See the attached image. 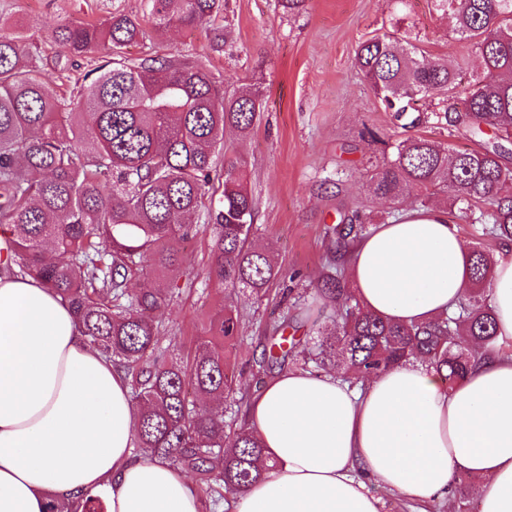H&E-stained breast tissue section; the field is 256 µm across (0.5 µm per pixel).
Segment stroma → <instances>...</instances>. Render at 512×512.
Instances as JSON below:
<instances>
[{
    "label": "stroma",
    "mask_w": 512,
    "mask_h": 512,
    "mask_svg": "<svg viewBox=\"0 0 512 512\" xmlns=\"http://www.w3.org/2000/svg\"><path fill=\"white\" fill-rule=\"evenodd\" d=\"M145 0H0V37L23 24L26 49L45 85L71 95L84 82L96 49L73 56L54 38L58 24L102 23L116 14L142 18ZM226 12L192 27H158L144 21L145 35L123 50L128 64L172 58L202 65L222 88H259L262 114L247 136L229 130L215 152L207 210L223 200L225 163L241 164L256 201L252 238L269 248L279 271L268 295L253 303L225 290L211 273L214 236L204 231L183 245L180 269L166 282L143 271L134 289L166 285L173 295L164 309L158 344L167 358L186 357L197 337L208 335L226 305L238 313L232 352L238 381L254 388L267 327L289 304L288 291L315 287L329 255L325 229L339 212L360 214L367 228L389 224L420 207L423 193L408 188L401 204L379 199L367 172L385 144L415 135L469 150L477 143L449 132L438 115L448 105L438 94L422 105L426 121L406 130L375 97L356 68L360 42L392 34L430 60H468L478 67L472 42L452 34L433 0H305L296 11L279 0H227Z\"/></svg>",
    "instance_id": "stroma-1"
}]
</instances>
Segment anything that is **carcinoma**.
Instances as JSON below:
<instances>
[{"label":"carcinoma","instance_id":"obj_1","mask_svg":"<svg viewBox=\"0 0 512 512\" xmlns=\"http://www.w3.org/2000/svg\"><path fill=\"white\" fill-rule=\"evenodd\" d=\"M450 30L473 41L482 71L459 102L443 111L448 128L498 139L451 151L422 137L395 144L370 172L375 194L398 201L418 185L443 193L460 217L485 210L484 234L512 242V0H434ZM158 27L193 26L218 12L221 0H146ZM142 34L140 20L114 15L99 26L65 23L55 37L75 56L99 45L111 58L97 76L62 99L41 81L24 37L0 38V221L10 225L20 271L54 289L77 315L88 341L129 380L137 411L135 452L163 458L193 473L203 501L218 509L224 490H245L272 470L261 438L243 425L228 435L224 419L194 405L192 394L224 402L252 392L238 388L228 354L238 332L234 311L197 338L187 361L157 348L167 288L132 291L143 258L160 273L177 269L182 242L200 230L216 146L224 131L248 135L260 120V91L223 94L200 65L151 60L127 64L120 50ZM355 63L371 89L403 127L421 124L413 104L457 89L465 63L432 62L417 47L384 35L358 44ZM215 221L213 272L224 287L258 302L278 277L267 251L250 241L254 202L235 163L224 166L222 209ZM357 216L334 228L335 253L363 236ZM494 263L482 248L470 254L471 285L448 315L419 324L386 321L366 310L346 285L343 266L330 258L314 299L336 312L333 324L283 314L269 328L261 374L273 377L286 360L326 374L336 368L355 380L413 358L445 373L448 386L480 360L495 338L487 288Z\"/></svg>","mask_w":512,"mask_h":512}]
</instances>
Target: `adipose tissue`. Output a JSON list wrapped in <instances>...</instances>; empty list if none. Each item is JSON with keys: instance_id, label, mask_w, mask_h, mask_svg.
<instances>
[{"instance_id": "adipose-tissue-1", "label": "adipose tissue", "mask_w": 512, "mask_h": 512, "mask_svg": "<svg viewBox=\"0 0 512 512\" xmlns=\"http://www.w3.org/2000/svg\"><path fill=\"white\" fill-rule=\"evenodd\" d=\"M470 251L443 209L408 211L355 243L353 294L393 322L447 313L469 285ZM493 345L456 385L416 360L354 387L289 370L255 392L247 421L273 468L230 496V512H382L374 487L424 502L479 476L478 512H512V245L488 288ZM123 373L92 346L64 300L32 277L0 275V512H205L187 475L134 455Z\"/></svg>"}]
</instances>
